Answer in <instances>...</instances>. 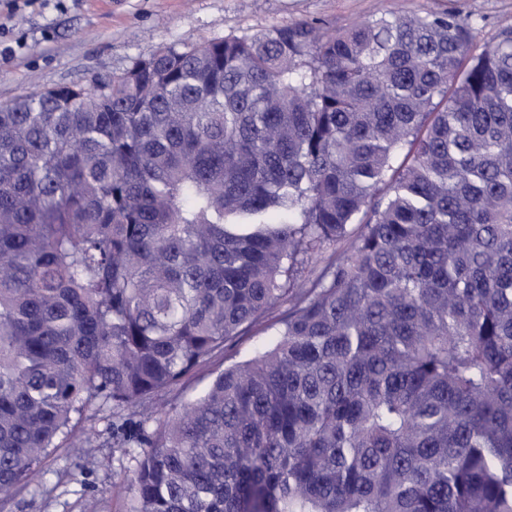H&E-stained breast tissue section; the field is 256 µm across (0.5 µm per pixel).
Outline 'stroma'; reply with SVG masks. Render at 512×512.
Listing matches in <instances>:
<instances>
[{
	"instance_id": "35a3bbf8",
	"label": "stroma",
	"mask_w": 512,
	"mask_h": 512,
	"mask_svg": "<svg viewBox=\"0 0 512 512\" xmlns=\"http://www.w3.org/2000/svg\"><path fill=\"white\" fill-rule=\"evenodd\" d=\"M420 15L454 12L472 23L477 43L496 42L512 21V0H43L14 15L0 12V105L63 84L84 85L130 69L173 47L197 46L228 34L254 35L299 20L339 30L388 10ZM106 467L79 470L71 449H54L41 472L0 512H133L127 484L135 449L91 446Z\"/></svg>"
}]
</instances>
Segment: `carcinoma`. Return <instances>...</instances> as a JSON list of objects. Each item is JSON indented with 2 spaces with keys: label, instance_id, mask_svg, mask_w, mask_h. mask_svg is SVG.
Segmentation results:
<instances>
[{
  "label": "carcinoma",
  "instance_id": "cac0c4a2",
  "mask_svg": "<svg viewBox=\"0 0 512 512\" xmlns=\"http://www.w3.org/2000/svg\"><path fill=\"white\" fill-rule=\"evenodd\" d=\"M475 38L283 23L0 105V500L102 413L135 512H512V26Z\"/></svg>",
  "mask_w": 512,
  "mask_h": 512
}]
</instances>
